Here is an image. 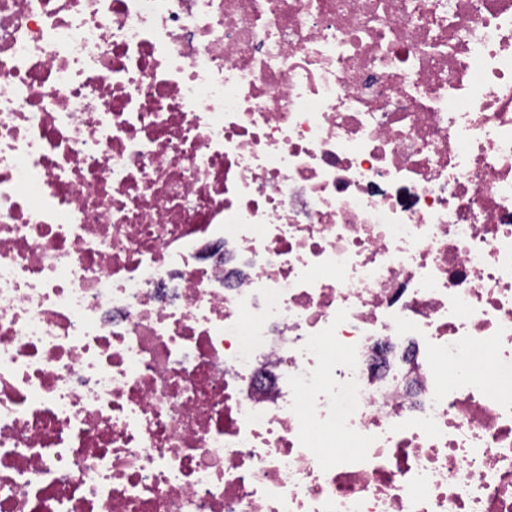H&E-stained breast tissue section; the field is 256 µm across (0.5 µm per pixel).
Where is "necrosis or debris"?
<instances>
[{
	"mask_svg": "<svg viewBox=\"0 0 512 512\" xmlns=\"http://www.w3.org/2000/svg\"><path fill=\"white\" fill-rule=\"evenodd\" d=\"M511 376L512 0H0V512H512Z\"/></svg>",
	"mask_w": 512,
	"mask_h": 512,
	"instance_id": "obj_1",
	"label": "necrosis or debris"
}]
</instances>
